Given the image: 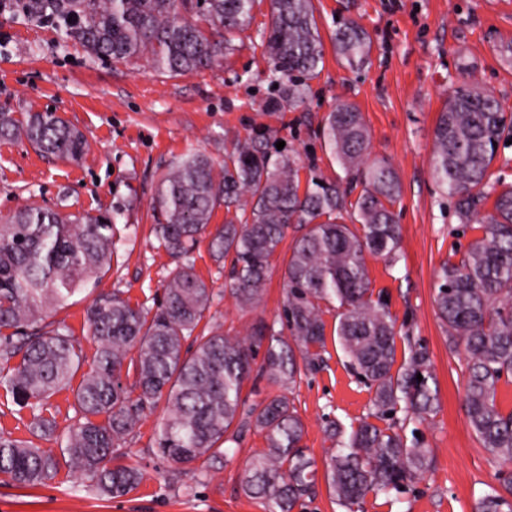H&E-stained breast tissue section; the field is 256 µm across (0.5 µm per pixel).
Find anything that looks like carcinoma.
I'll return each instance as SVG.
<instances>
[{"label":"carcinoma","instance_id":"cac0c4a2","mask_svg":"<svg viewBox=\"0 0 512 512\" xmlns=\"http://www.w3.org/2000/svg\"><path fill=\"white\" fill-rule=\"evenodd\" d=\"M252 0H14L15 11L34 23L55 26L95 58L132 61L146 56L169 74L212 67L236 50L237 33L251 17ZM263 43L278 96L270 106L304 103L308 81L323 63V41L312 0H272ZM336 55L350 69L370 55L367 33L352 20L333 36ZM24 136L38 151L77 162L88 150L86 135L54 112H33L20 122L0 112V138ZM326 150L356 183L349 199L341 185L312 175L301 182L298 159L268 150L265 134L237 141L217 165L189 151L160 179L152 203L153 231L177 260L152 308L131 306L117 294L100 295L87 310L96 349L76 390L81 417L59 452L37 448L0 431V473L20 485L52 479L60 461L116 499L142 480L114 454L140 417L163 400L155 448L166 461L221 465L243 432L263 435L266 448L250 458L243 493L265 512H293L312 494L316 463L302 448L303 423L282 394L256 405L242 396L252 365L263 354L261 373L291 389L323 360L326 324L322 304L338 303L333 329L346 366L374 390L368 417L346 431L330 426L337 448L325 464L333 500L352 509L368 494L389 495L414 483L429 465L430 449L396 430L397 414L420 422L439 408L429 353L409 348L396 364V319L383 296L372 298L365 255L390 264L400 259V225L394 205L400 193L395 170L369 161V133L362 112L340 101L321 127ZM512 138V115L477 86L451 89L434 131L432 172L442 195L452 199L462 224L483 225L457 262L443 263L436 295L448 345L466 354L465 410L480 445L498 464L502 490L481 496L476 512H512V411L497 405V385L512 377V184L491 180L500 145ZM492 208L481 212L488 199ZM225 224L211 234L217 259L229 257L230 293L241 307L257 306L272 258L286 230L298 224L284 269L281 329L261 319L243 336L208 329L201 322L213 289L189 265L218 206ZM361 225L353 233L345 217ZM116 216L63 214L26 207L0 222V389L31 411L30 429L44 434L54 420L46 400L71 386L81 367L64 325L43 324L111 268ZM137 356L127 359L131 349ZM135 380L121 381L125 361ZM422 375L417 380L416 375ZM391 420L382 428L370 419Z\"/></svg>","mask_w":512,"mask_h":512}]
</instances>
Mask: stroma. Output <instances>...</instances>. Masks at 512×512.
Returning a JSON list of instances; mask_svg holds the SVG:
<instances>
[{"label": "stroma", "mask_w": 512, "mask_h": 512, "mask_svg": "<svg viewBox=\"0 0 512 512\" xmlns=\"http://www.w3.org/2000/svg\"><path fill=\"white\" fill-rule=\"evenodd\" d=\"M324 44V63L303 106H268L270 60L262 43L271 0H253L251 22L236 39L235 53L210 69L178 75L154 71L147 58L132 62L93 59L81 44L62 39L53 26L0 14V112L24 119L55 111L81 131L89 152L78 163L41 155L23 138L0 140V216L24 207L66 214H114L116 250L109 271L95 286L51 309L48 321L68 327L85 360L95 346L86 310L101 294L117 292L131 305L152 307L175 266L151 230L152 198L171 162L191 149L223 162L225 150L264 132L284 142L304 166L338 183L347 176L326 153L319 129L337 101L355 103L370 133L369 157L397 172L401 193L394 207L400 224L401 259L388 264L367 256L373 292L383 293L402 335L397 351L425 347L440 408L417 427L431 452L420 481L391 496L367 495L360 512H474L477 500L497 486L495 468L472 431L464 410L465 357L448 345L435 296L444 261L462 253L480 229L460 224L442 199L431 157L434 128L448 88L463 84L491 91L512 113V0H313ZM356 21L372 51L349 69L337 57L332 35L338 19ZM298 229L288 228L272 262L266 291L255 308H241L226 288L228 267L217 263L201 238L190 263L214 291L206 314L224 333L245 335L257 320H279L283 271ZM326 364L302 377L292 400L304 424L302 444L324 469L334 447L327 426L357 425L368 413L372 391L345 365L335 336L326 338ZM164 404L145 412L123 450L124 463L143 478L129 495L99 497L87 480L61 465L55 478L20 487L0 474V512H264L245 496L239 479L249 458L265 446L245 433L223 467L195 462L174 466L155 452ZM47 416L52 434H32L29 410L0 390V428L39 448L57 447L80 417L74 388L54 394Z\"/></svg>", "instance_id": "obj_1"}]
</instances>
